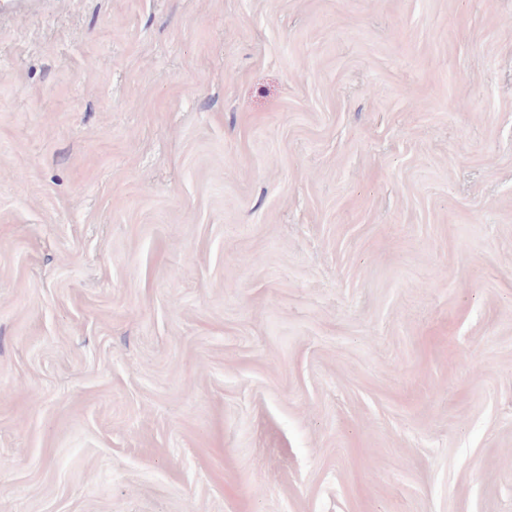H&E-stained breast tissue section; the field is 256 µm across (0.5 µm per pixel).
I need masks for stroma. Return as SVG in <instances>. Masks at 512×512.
<instances>
[{
  "instance_id": "obj_1",
  "label": "stroma",
  "mask_w": 512,
  "mask_h": 512,
  "mask_svg": "<svg viewBox=\"0 0 512 512\" xmlns=\"http://www.w3.org/2000/svg\"><path fill=\"white\" fill-rule=\"evenodd\" d=\"M0 512H512V0H0Z\"/></svg>"
}]
</instances>
